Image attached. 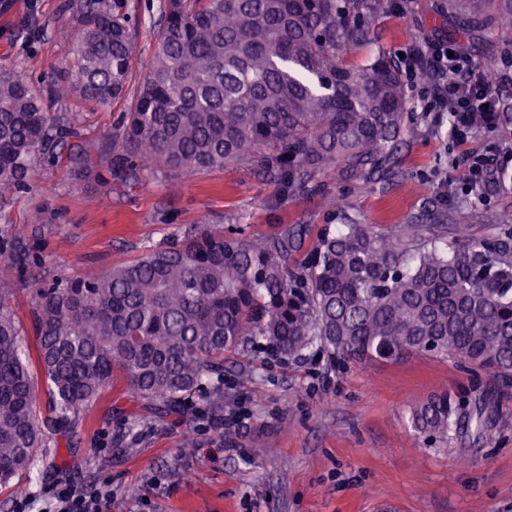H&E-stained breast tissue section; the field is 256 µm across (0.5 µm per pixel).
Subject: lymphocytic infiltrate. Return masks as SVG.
Here are the masks:
<instances>
[{
	"label": "lymphocytic infiltrate",
	"mask_w": 512,
	"mask_h": 512,
	"mask_svg": "<svg viewBox=\"0 0 512 512\" xmlns=\"http://www.w3.org/2000/svg\"><path fill=\"white\" fill-rule=\"evenodd\" d=\"M405 84L422 111H448L457 141L477 133L499 130V100L483 73L467 54L450 52L447 43L425 39L414 42L404 54ZM512 160V146L496 144L483 153L458 160L463 192L484 187L493 169Z\"/></svg>",
	"instance_id": "lymphocytic-infiltrate-1"
}]
</instances>
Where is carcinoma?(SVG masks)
<instances>
[{
  "instance_id": "obj_1",
  "label": "carcinoma",
  "mask_w": 512,
  "mask_h": 512,
  "mask_svg": "<svg viewBox=\"0 0 512 512\" xmlns=\"http://www.w3.org/2000/svg\"><path fill=\"white\" fill-rule=\"evenodd\" d=\"M391 0H166L157 53L130 110L105 141L83 148L79 179L105 157L112 180L140 184L154 169L243 165L293 195L325 194L322 173L343 182L397 174L410 131L400 63L377 54L355 66L347 47L370 38ZM74 58L59 99L109 105L125 93L134 43L123 0L76 5ZM448 43L493 51L512 36V0H448ZM80 115L46 112L40 92L0 67V197L24 185L32 163L56 159ZM343 224L310 239L306 224L259 235L190 232L94 278L36 289V357L58 420L89 410L121 378L140 399L168 409L224 397V352L253 349L296 359L313 348L333 360L454 355L512 379V230L442 246ZM14 229L0 260L24 265ZM0 288V486L45 445L30 354ZM443 394L417 409L431 442L462 424Z\"/></svg>"
}]
</instances>
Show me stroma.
<instances>
[{
    "mask_svg": "<svg viewBox=\"0 0 512 512\" xmlns=\"http://www.w3.org/2000/svg\"><path fill=\"white\" fill-rule=\"evenodd\" d=\"M66 2L0 0V66L45 87L48 111L85 114L80 138L57 148L67 158L78 144L102 142L132 104L156 52L163 0H126L132 71L125 96L108 107L47 92L72 58L62 34L78 21ZM439 2L415 0L406 14L379 15L372 39L349 47L347 58L362 65L380 51L439 38ZM409 126L394 179L347 184L324 175L339 199L334 207L242 166L158 173L130 187L76 180L35 161L25 187L0 199V240L14 225L27 227L25 270L0 265L24 348L36 346L30 309L43 282L94 277L194 230L306 224L316 234L353 222L400 235L410 224H440L453 244L512 228V166L482 199L460 190L452 166L459 155L512 139L511 122L465 143L451 137L444 112H414ZM224 381L218 406L204 400L167 415L114 382L90 413L50 431L31 468L0 489V512H55L40 490L56 484L108 490L102 512H512V383L484 372L470 379L449 356L343 365L312 351L297 361L225 353ZM441 392L480 407L493 438L471 425L447 443L424 441L411 414ZM232 415L240 422L231 427ZM30 493L34 501L20 510Z\"/></svg>",
    "mask_w": 512,
    "mask_h": 512,
    "instance_id": "1",
    "label": "stroma"
}]
</instances>
